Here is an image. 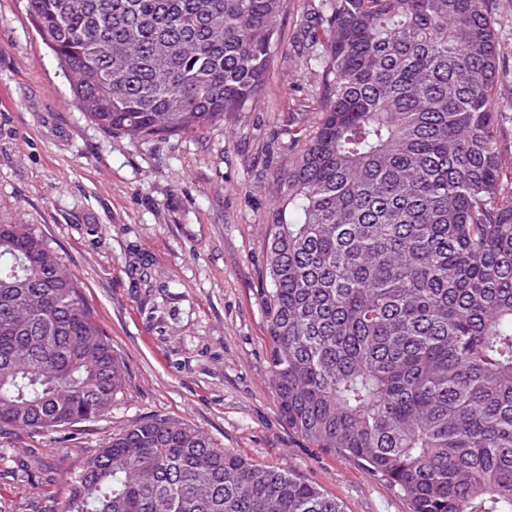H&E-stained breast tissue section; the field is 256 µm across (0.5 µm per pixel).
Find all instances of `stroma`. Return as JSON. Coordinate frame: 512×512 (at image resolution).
Segmentation results:
<instances>
[{
	"label": "stroma",
	"instance_id": "obj_1",
	"mask_svg": "<svg viewBox=\"0 0 512 512\" xmlns=\"http://www.w3.org/2000/svg\"><path fill=\"white\" fill-rule=\"evenodd\" d=\"M321 0H287L283 46L253 108L199 135L148 143L110 134L76 106L25 0H0V224H27L62 259L123 363L105 420L43 434L0 431V512L68 493L112 434L161 416L255 464L297 474L345 512H408L356 461L282 422L270 379L265 217L276 171L320 112L319 78L293 50ZM150 261L134 285L130 263Z\"/></svg>",
	"mask_w": 512,
	"mask_h": 512
}]
</instances>
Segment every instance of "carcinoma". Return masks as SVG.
<instances>
[{
    "instance_id": "cac0c4a2",
    "label": "carcinoma",
    "mask_w": 512,
    "mask_h": 512,
    "mask_svg": "<svg viewBox=\"0 0 512 512\" xmlns=\"http://www.w3.org/2000/svg\"><path fill=\"white\" fill-rule=\"evenodd\" d=\"M286 0H26L74 98L139 142L259 100ZM493 0H322L321 119L278 172L262 304L288 429L409 512H512V145ZM123 368L78 281L0 224V430L102 420ZM44 512H344L162 417L113 435Z\"/></svg>"
}]
</instances>
